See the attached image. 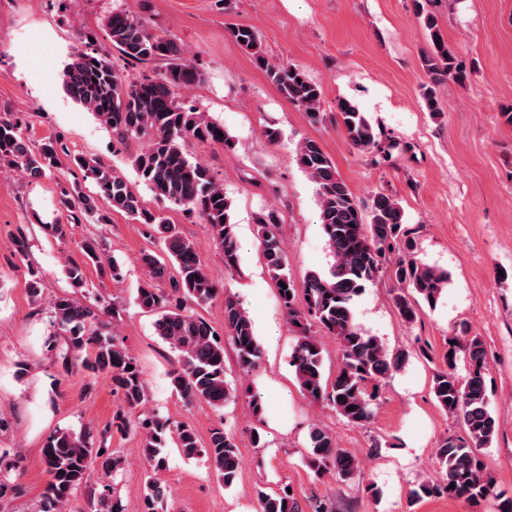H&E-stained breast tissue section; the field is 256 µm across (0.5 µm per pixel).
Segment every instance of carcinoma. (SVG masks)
I'll use <instances>...</instances> for the list:
<instances>
[{
  "label": "carcinoma",
  "instance_id": "carcinoma-1",
  "mask_svg": "<svg viewBox=\"0 0 512 512\" xmlns=\"http://www.w3.org/2000/svg\"><path fill=\"white\" fill-rule=\"evenodd\" d=\"M415 10L430 41L429 51L422 56V68L429 79L423 96L428 110L437 112L434 86L449 78L465 82L466 67L448 48L435 15L422 0H415ZM106 27L112 47L121 57L142 63L163 60L164 71L130 79L117 70L112 54L95 49L79 51L63 70L64 92L121 138L145 143L134 159L139 179L169 207L198 215L208 225L213 245L224 255L225 270L236 269L239 244L231 204L209 167L191 159L188 146L211 144L233 151L237 142L221 123L185 106L177 96V91L200 83L202 73L180 44L149 32L133 16L114 12L106 18ZM231 34L265 69L284 98L307 112L312 121L319 120L323 105L319 82L288 62H269L253 28L235 26ZM336 119L342 122L355 148L379 154L389 150L382 134L355 102L337 100ZM296 159L314 184L319 221L334 264L328 272H311L302 284H297L288 270L277 210L271 207L256 214L265 265L288 324L297 333L290 366L306 399L328 405L348 423L363 426L373 417L382 385L405 366L409 353L391 350L376 337L361 334L354 323L356 299L377 280L387 254L395 252V276L402 291L395 295L394 303L401 317L411 323L417 318L420 304L437 305L448 285V272L415 258L416 242L395 198L379 192L369 202L361 203L314 139L298 142ZM70 164L83 181L98 187L112 210L127 214L150 233H159L164 257L151 251L141 253L139 261L145 277L136 288L135 303L144 312L156 315V334L179 356L178 367L170 372L173 391L186 405L204 401L223 408L238 392L225 378L224 343L215 339L216 333L207 321L186 308L188 300L200 306L218 295V285L200 261L196 244L181 233L178 225L142 206L125 177L110 165L83 155L73 156ZM60 165L58 141L50 139L34 145L25 138L17 117L10 112L0 113V172L38 180ZM60 203L66 219L77 224L83 220L104 221L97 197L84 193L78 181L63 189ZM82 248L99 268L109 265L112 278L121 277L117 260L103 261L106 248L101 239L89 237ZM63 271L71 287H85L82 266L68 263ZM108 311L112 319L120 317L119 304L99 295L87 296L83 301L69 293L54 296L50 313L66 335L63 368L68 371L78 364L95 378L103 375L109 379L112 392L121 398V408L113 416L116 427L123 431L133 428L142 435V456L153 471L164 465L169 434L185 457L204 455L224 487H232L243 465L235 436L217 427L204 447L189 425L163 421L147 411V385L135 357L118 334L105 330L100 320V315ZM322 334L335 337L341 351V365L332 376L325 375L323 368L318 339ZM224 335L236 353L241 372L247 376L255 371L261 359L260 343L250 316L230 293L224 294ZM448 351L452 356L446 357V368L433 374L432 394L438 406L461 424L466 437L450 436L440 442L436 458L442 476L419 482L411 491V503L446 496L472 507L492 501L494 512H512V496L495 490L482 460L483 450L490 446L498 428L485 380V348L479 337L465 331L461 336L448 337ZM460 361L466 366L464 376L457 373ZM109 438L111 433L106 429L99 434L57 429L47 437L42 456L50 480L41 512H64L70 496L90 483L95 466L106 470L114 464ZM306 466L319 480L330 475L350 482L363 474L362 461L338 447L335 436L321 427L309 433ZM255 494L260 512H303L297 498L285 487L269 493L259 485ZM166 498L167 488L148 477L145 512H156Z\"/></svg>",
  "mask_w": 512,
  "mask_h": 512
}]
</instances>
